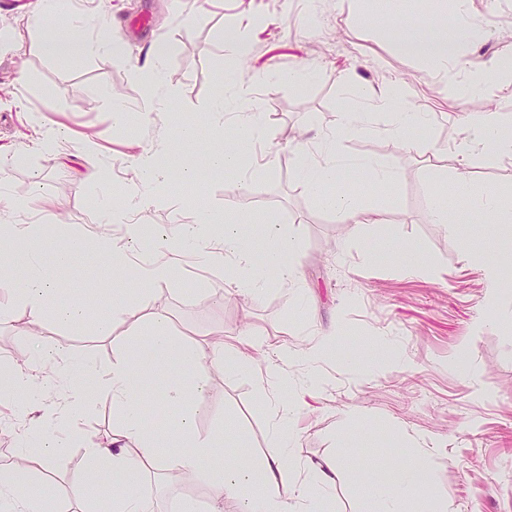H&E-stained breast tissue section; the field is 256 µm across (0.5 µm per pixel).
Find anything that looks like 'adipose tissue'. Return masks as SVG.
I'll list each match as a JSON object with an SVG mask.
<instances>
[{
  "instance_id": "ef3b65f1",
  "label": "adipose tissue",
  "mask_w": 512,
  "mask_h": 512,
  "mask_svg": "<svg viewBox=\"0 0 512 512\" xmlns=\"http://www.w3.org/2000/svg\"><path fill=\"white\" fill-rule=\"evenodd\" d=\"M37 28L46 30L43 48L54 54L56 48L66 47L68 56L90 57L101 52L123 55L127 52L124 41L113 38L112 24L107 15H88L83 25H76L69 12L67 0H35L22 27L11 29L9 35L14 46H22L23 33ZM487 33L463 15L451 22L433 24L424 39L400 42L399 52L415 55L432 66L465 75L471 92L494 94L503 84H512V66L504 59L493 57L477 62L467 58L462 48L486 38ZM176 51L174 43L155 42L142 64L136 65L135 74L145 87V95L136 111L110 104L113 121L131 120L158 122L163 120L164 101L159 92L164 87V66ZM307 78L306 72L282 73L272 69L262 75L243 76L235 80L231 92H218L209 107L208 127L217 132L227 124H234L238 135L223 149L207 152L202 162L191 159L201 141L198 126L184 124L175 152L184 160L178 170H170L163 161V151L150 149L136 159V181L132 191L122 200H104L98 213L102 224H122L127 230L128 243L150 238L152 255L132 263L131 269L142 283L171 285L174 267L171 256L196 248L207 264L230 267L233 284L243 293L260 295L267 285L266 270L273 269L280 279L296 281L299 271L294 262L297 244L279 224L264 227L265 247L255 252L239 225L215 227L208 216L202 215L176 231L163 229L147 234L145 215L158 203L156 186L168 182L171 174H178L186 182H194L202 173L234 176L239 191H246L248 172L244 157L254 143L263 141L265 130L260 121V86L269 83L297 85ZM402 92L399 81L389 80L360 98L356 105L346 107L339 114L333 131L322 136L319 156L302 159L297 167L298 177L312 190L332 183L338 190L334 196L324 198L323 204L347 224H379L383 217L379 211L361 208L345 182L348 178L374 187L391 185L395 172L377 157L367 155L355 161H346L339 149L340 140L353 131L370 127L376 113L391 117V135L408 139L413 130H429L434 114L428 112H398L394 105ZM453 148L462 163L477 155L512 156V116L494 109L478 121L470 123L453 140ZM4 166L0 165V210L8 212V220L0 222V241L16 243L13 251L0 253V261L25 265V277L0 276V291L9 295L7 303L0 304V322L21 315L29 328V352L23 360L0 361V376L6 385L0 386V396L26 407L32 394H39L44 409L41 425L27 427L19 436L15 450L16 464L0 470V512H49L52 502L50 488L54 482V463L72 443H79L83 452L84 474L72 490L74 498L85 499L89 489L102 474L111 472L118 479L104 505L105 512H153L151 496L143 487L147 469H163L164 461L156 454L157 448L172 441H190L193 449L177 462L176 469L202 480L207 487L213 512H223L226 502L234 501L239 512H321L323 500L329 498L340 472L349 470L345 459L337 457L320 462H304L292 452L294 437L288 429L296 408L292 392H306L319 388L320 377L312 368L328 355V338L314 340L301 348L280 346L268 356L264 371L256 382L267 397L274 416L275 436L273 453L251 463L235 457L219 468L201 466L203 456L222 447L224 434L215 431L200 435L196 431V417L202 408L207 382L198 367L204 361L224 363L227 372L234 373L247 363L246 356L220 339H202L174 344L172 337L163 334L159 326L162 315L152 319L153 328L146 335L147 347L158 358H171L176 368L188 377L171 383L166 390L169 403L185 402L179 421L163 436L148 432L142 409L132 398L138 368L127 357L134 347L131 337L118 336L113 340L115 356L110 369L102 371L88 362H80L64 348L44 349L37 328L45 318L72 329L84 324L85 301L81 298H63L62 288L52 267L42 257L44 248H51L55 263L75 264L86 248L83 237L69 236L55 246H48L44 227L40 224H20L11 221V214L30 210L33 200L8 198ZM498 196L494 190H485L473 196L466 179L452 181L449 190L432 195L428 217L431 223L453 226L461 210L484 217L495 209ZM300 363L309 366L305 378L289 380L287 366ZM99 392L111 396L116 411L112 435L105 440L90 438L72 427L70 415L74 409L90 405ZM431 481V469L425 455H417L395 473L392 489L369 482L376 512H439L436 504L419 499L417 491Z\"/></svg>"
}]
</instances>
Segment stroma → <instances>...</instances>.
I'll use <instances>...</instances> for the list:
<instances>
[{
	"mask_svg": "<svg viewBox=\"0 0 512 512\" xmlns=\"http://www.w3.org/2000/svg\"><path fill=\"white\" fill-rule=\"evenodd\" d=\"M375 5L376 0H72L79 15L111 12L112 34L129 45V57L52 58L43 52L37 29L27 33L23 51L0 50V144L21 154L7 191L13 198H40L31 216L18 213L14 219L61 225L72 234L95 228L104 191L120 196L131 187L134 158L142 150L176 140L184 122L205 124L220 82L271 65L284 72L316 69L302 86L260 88L267 140L251 151L255 174L246 193H239L234 177L217 175L197 185L203 209L190 208L173 190L146 217L164 228L192 223L201 214L218 225L245 218L260 225L273 218L297 242V283H282L276 271H267L270 285L255 298L232 288L228 273L187 252L171 286L147 290L128 277L134 301L111 334L70 332L47 320L42 339L105 369L112 363L113 337L139 334L158 313L178 340L209 332L228 341L249 330V367L233 374L219 363L199 367L207 394L196 428L202 434L224 432L222 449L202 460L214 467L230 453L262 459L273 445L272 412L255 386L266 353L343 328V356L318 364L327 383L306 396L292 424L296 456L315 462L342 456L353 469L337 479L325 512H372L358 476L372 478L403 463L421 438L431 446L433 474L431 484L419 489L421 498L448 512H512V286L499 288L496 303L487 302L483 274L464 254L497 253L496 242L470 219L451 233L427 217L432 193L460 172L473 194L498 191L501 206L487 223L512 215V157L484 155L464 166L447 148L464 119L512 102V89L499 98L463 96L459 78L431 72L423 60L396 51L399 40L427 35L428 27L371 26L366 16ZM469 9L489 33L479 55L512 56V0H470ZM252 13L266 15L269 25L253 33L239 71L225 70L224 31L236 17ZM158 40L177 46L164 72L173 92L165 104L167 126H113L108 98L136 108L142 85L132 65ZM387 78L405 88L399 109L435 113L436 123L428 133L413 134L409 147L385 134L353 133L341 140L345 156L380 157L396 174L385 192H358L378 204L382 223L343 224L297 176L298 151L334 127L349 92ZM35 116L67 134L57 161H46L34 146ZM86 137L101 147L108 187L83 178L80 144ZM270 151L277 163L269 170L264 156ZM385 237L408 247L411 257L427 260L430 273L404 276L397 257H375L376 243ZM371 341L389 347L388 368L374 377L364 373ZM55 470L56 501L65 512H84L85 503L70 495L82 471L81 449L70 448Z\"/></svg>",
	"mask_w": 512,
	"mask_h": 512,
	"instance_id": "stroma-1",
	"label": "stroma"
}]
</instances>
